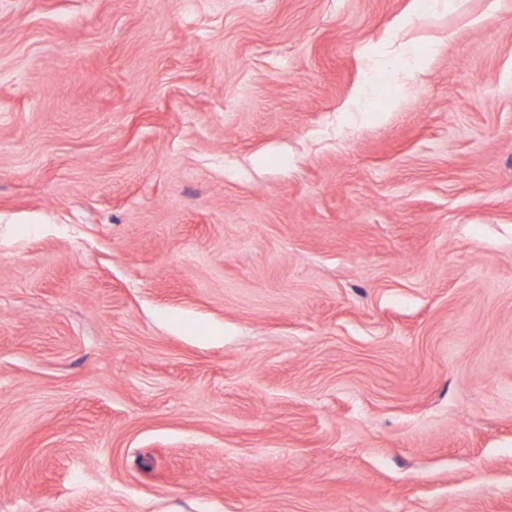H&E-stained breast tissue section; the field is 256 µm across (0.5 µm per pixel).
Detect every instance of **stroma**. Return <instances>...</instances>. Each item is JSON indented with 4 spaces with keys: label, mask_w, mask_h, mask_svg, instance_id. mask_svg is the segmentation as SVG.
Instances as JSON below:
<instances>
[{
    "label": "stroma",
    "mask_w": 512,
    "mask_h": 512,
    "mask_svg": "<svg viewBox=\"0 0 512 512\" xmlns=\"http://www.w3.org/2000/svg\"><path fill=\"white\" fill-rule=\"evenodd\" d=\"M0 512H512V0H0Z\"/></svg>",
    "instance_id": "35a3bbf8"
}]
</instances>
